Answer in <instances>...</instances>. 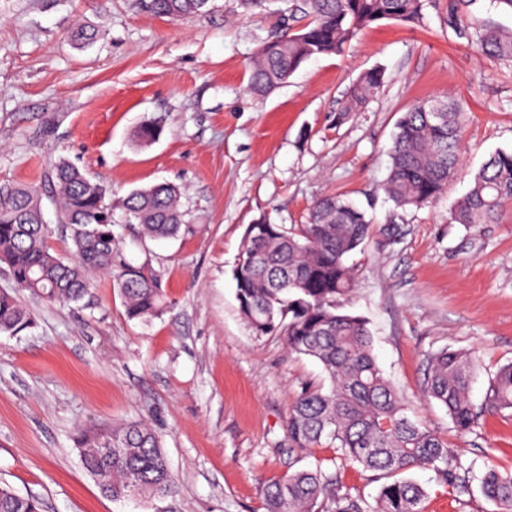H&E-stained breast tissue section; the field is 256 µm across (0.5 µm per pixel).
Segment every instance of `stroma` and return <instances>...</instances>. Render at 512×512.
<instances>
[{
  "label": "stroma",
  "mask_w": 512,
  "mask_h": 512,
  "mask_svg": "<svg viewBox=\"0 0 512 512\" xmlns=\"http://www.w3.org/2000/svg\"><path fill=\"white\" fill-rule=\"evenodd\" d=\"M383 22L340 56L309 60L266 97L247 90L258 46L275 16L245 15L213 0L179 22L135 0H0V183L46 191L52 165L84 167L115 197L167 181L184 192L192 233L170 240L116 231L125 258L162 274L170 303L147 322L128 319L108 278L80 305L16 297L34 319L0 334V484L41 499L44 512H146L103 495L80 463L79 428L140 421L160 433L175 496L147 512H265L263 486L302 467L338 473L345 490L373 499L381 482L334 449L289 452L285 420L303 386L325 381L313 358L282 338L253 336L238 312L233 267L248 224L306 223L335 193L371 204L377 226L400 236L348 259L346 312L363 316L380 368L411 417L434 430L473 476L512 470V415H483L457 434L422 395L426 358L444 347L477 351L471 387L481 405L497 369L512 362V205L499 223H451V203L496 149H512V63L485 58L445 26ZM95 41L78 49L76 23ZM386 70L363 111L336 115L367 69ZM449 95L467 111L464 164L438 203L402 211L380 185L395 124L418 100ZM161 120L155 142L137 128ZM424 512H494L479 488L465 499L431 469L408 471Z\"/></svg>",
  "instance_id": "obj_1"
}]
</instances>
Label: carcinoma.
I'll list each match as a JSON object with an SVG mask.
<instances>
[{
	"mask_svg": "<svg viewBox=\"0 0 512 512\" xmlns=\"http://www.w3.org/2000/svg\"><path fill=\"white\" fill-rule=\"evenodd\" d=\"M211 0H137L146 14L182 20L204 13ZM240 0L246 13H284L283 29L259 48L249 67L247 89L264 97L304 63L340 55L361 30L382 22L421 24L427 0ZM307 23L295 26L297 13ZM447 25L455 36L494 61L512 63V30L473 24L458 4L448 3ZM386 79L382 67L363 72L346 93L337 120L361 111ZM464 104L440 96L412 104L396 123L389 173L381 185L395 207L406 211L440 200L458 172L464 133ZM158 121L141 125L137 138L154 142ZM58 223L69 231L74 251L63 255L49 245L42 198L21 183H0V264L16 286L48 304H77L97 287L96 276L112 278L126 316L148 321L167 308L160 272L127 261L116 247L112 204L103 185L67 160L50 172ZM180 188L158 183L130 191L118 201L128 222L150 239L192 231L184 223ZM512 204V150H497L481 165L468 191L451 208L456 224H496ZM376 234L365 210L342 195H328L311 208L304 224H249L233 268L238 311L252 335L279 334L288 350L316 359L329 387H305L286 419L290 448L326 446L379 478L375 504L343 490L337 474L300 469L264 490L266 512H423V487L404 477L432 466L456 493L470 494V470L448 451L437 434L412 420L401 397L373 354L367 321L341 311L352 292L349 255ZM33 325L30 314L7 290H0V333L18 335ZM478 368L474 353L445 347L427 356L424 397L445 408L454 428L468 434L481 411L470 398ZM484 408L512 411V363L501 366L486 391ZM76 447L85 471L114 500L150 502L174 495L168 458L156 431L124 422L112 430L82 429ZM482 495L496 512H512V471L487 469ZM0 512H42L36 497L0 485Z\"/></svg>",
	"mask_w": 512,
	"mask_h": 512,
	"instance_id": "1",
	"label": "carcinoma"
}]
</instances>
